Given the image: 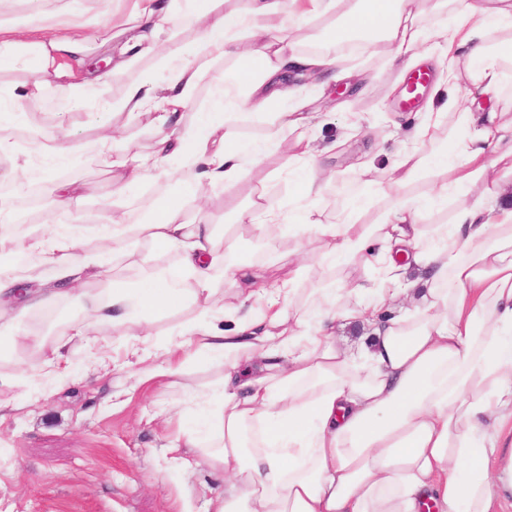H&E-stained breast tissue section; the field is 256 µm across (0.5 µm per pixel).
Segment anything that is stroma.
Returning a JSON list of instances; mask_svg holds the SVG:
<instances>
[{
    "label": "stroma",
    "instance_id": "obj_1",
    "mask_svg": "<svg viewBox=\"0 0 512 512\" xmlns=\"http://www.w3.org/2000/svg\"><path fill=\"white\" fill-rule=\"evenodd\" d=\"M129 8L128 0H0V11L31 27L64 21L75 34L110 23ZM450 21L444 7L428 15L432 35L420 51L433 79L414 111H400L406 75L384 66L385 48L379 44L345 53L342 66L350 71V78L334 83L326 98L309 96V111L325 115L314 130L315 145L333 174L317 202L324 223H334L352 195L370 191L372 180L387 174L403 142L415 139L429 108H441L455 97L442 55ZM39 130L28 111L10 113L0 121V135L16 144L15 154L0 156V208L11 211L22 227L60 224L61 213L46 207L32 212L15 204L14 176L22 172L39 180L44 196H51L55 183L65 177L81 187L84 210L111 209L116 183L112 166L88 151L62 165L49 153L35 158L29 144ZM368 159L374 160L375 169L365 177L360 164ZM262 186L273 203L284 205L298 191V176L273 156L253 170L247 182L229 190L203 188L195 200L205 206L220 237L225 212ZM294 250L309 269L311 286L328 279L371 284L379 276L377 265L359 258L327 268L321 260V243L312 237L291 234L270 245L247 227L234 237V258L257 264L271 263L277 254ZM200 307V301L192 298L153 319L147 348L156 359H163L179 343V325L198 319ZM46 311L54 312L55 320L43 325L38 317ZM11 316L67 340L66 357L74 379L49 395L30 384L43 368V355L19 348L0 358V512H209L210 500L224 486L223 476L213 473L194 449H183L181 461L174 462L162 448L174 431L166 422L168 412H186L185 427H194L197 413L212 407L210 398L224 375L223 367L196 356L175 382L154 380L139 386L135 383L139 365L123 326L98 324L95 343H88L72 336L68 328L80 320L79 308L57 298L13 310ZM16 378L24 380V387L13 386Z\"/></svg>",
    "mask_w": 512,
    "mask_h": 512
}]
</instances>
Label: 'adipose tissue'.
<instances>
[{
    "label": "adipose tissue",
    "instance_id": "adipose-tissue-1",
    "mask_svg": "<svg viewBox=\"0 0 512 512\" xmlns=\"http://www.w3.org/2000/svg\"><path fill=\"white\" fill-rule=\"evenodd\" d=\"M303 2L247 0L235 10L224 0H146L119 31L106 25L78 36L59 24L28 43L23 28L0 19V67L21 64L38 74L7 92V109L37 104L44 76H53L67 113L97 114L94 144L120 169L125 191L178 167L189 168L197 185L228 186L278 155L303 174L296 204L283 208L253 192L230 212L226 232L246 224L267 242L291 231L313 236L330 263L372 251L379 283H323L304 296L298 253L279 255V274L264 283L254 263L222 253L202 207L177 199L130 226L117 210L90 218L79 187L61 182L52 202L71 224L29 234L28 249L48 271L31 287L0 269V316L59 295L85 315L72 325L76 335L108 322L136 340L152 315L201 299L199 320L179 333L184 347L223 365L213 392L219 409L204 417L210 437L181 429L165 451L197 449L223 472L212 512H502L512 507V208L499 197L512 180V119L498 105L512 70V0H452L446 74L449 85H462L466 107L449 127L443 113H429L388 179L333 224L322 222L316 205L327 181L317 167L308 92L344 78L338 47L347 40L383 44L388 67L409 66L427 35L424 0H348L341 15L337 0H311L309 10ZM309 13L326 20L314 51L290 35ZM187 17L198 24L189 38ZM93 48L107 55L109 69L85 71ZM230 61L242 65L237 93L210 100L197 123H185L199 83H224ZM116 113L148 117L151 154L115 153ZM249 123L265 125V136L239 137L237 128ZM443 127L447 136L437 138ZM421 182L450 203L448 223H426L414 191ZM89 236L111 241L110 253L78 258ZM131 239L174 254L175 265L91 291ZM389 306L399 315L378 319ZM218 314L233 317L232 328L218 329ZM339 321L369 327V347H339ZM20 343L45 354L40 378L48 391L71 381L66 341L0 326V345Z\"/></svg>",
    "mask_w": 512,
    "mask_h": 512
}]
</instances>
